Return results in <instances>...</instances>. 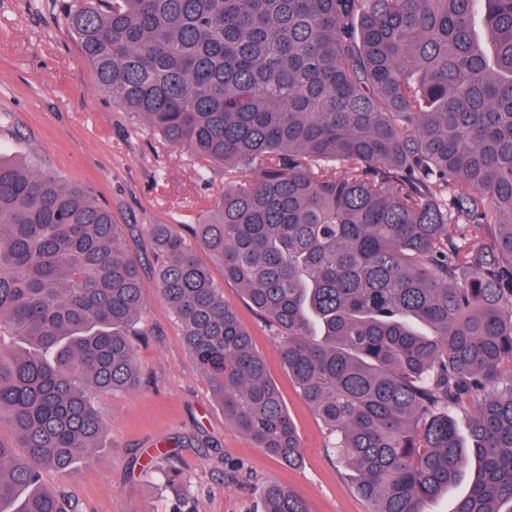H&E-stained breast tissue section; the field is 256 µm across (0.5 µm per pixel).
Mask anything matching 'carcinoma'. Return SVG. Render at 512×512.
<instances>
[{
  "label": "carcinoma",
  "mask_w": 512,
  "mask_h": 512,
  "mask_svg": "<svg viewBox=\"0 0 512 512\" xmlns=\"http://www.w3.org/2000/svg\"><path fill=\"white\" fill-rule=\"evenodd\" d=\"M97 89L224 193L187 239L148 230L158 290L224 417L288 466L302 444L224 279L370 512H512V0H72ZM145 309L91 188L0 153V512H81L43 484L102 450L92 394L139 383ZM474 409L467 438L452 413ZM158 452L171 512H191ZM260 512H309L257 486ZM468 487L469 475L466 474L451 494L428 500L424 505L425 512H452L455 497L465 493Z\"/></svg>",
  "instance_id": "cac0c4a2"
}]
</instances>
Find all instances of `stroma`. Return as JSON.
<instances>
[{
	"label": "stroma",
	"instance_id": "obj_1",
	"mask_svg": "<svg viewBox=\"0 0 512 512\" xmlns=\"http://www.w3.org/2000/svg\"><path fill=\"white\" fill-rule=\"evenodd\" d=\"M69 2L0 0V146L21 155L35 151L41 169L88 185L110 208L125 227L127 255L141 269L146 305L136 340L139 387L94 398L105 424V452L74 476L44 473L45 485L79 501L82 512H168L163 477L147 472L145 463L157 448L173 445L194 512L253 506L254 491L225 478L228 464L238 461L258 480L296 490L310 512H370L352 470L327 451L326 430L289 378L272 329L201 250L199 260L209 264L280 389L302 440V464L286 467L256 448L214 404L158 293L147 228L200 223L224 190V170L199 175L188 155L96 91L81 46L62 22Z\"/></svg>",
	"mask_w": 512,
	"mask_h": 512
}]
</instances>
